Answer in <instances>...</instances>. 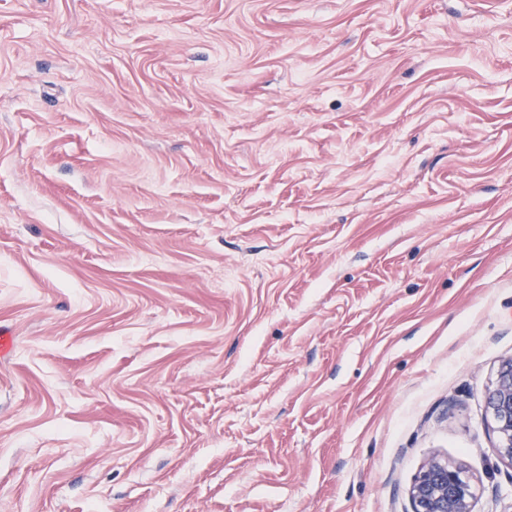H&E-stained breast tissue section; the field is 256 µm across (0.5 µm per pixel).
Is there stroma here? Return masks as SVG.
<instances>
[{"instance_id": "35a3bbf8", "label": "stroma", "mask_w": 512, "mask_h": 512, "mask_svg": "<svg viewBox=\"0 0 512 512\" xmlns=\"http://www.w3.org/2000/svg\"><path fill=\"white\" fill-rule=\"evenodd\" d=\"M0 512H512V0H0ZM486 402L499 437L498 453L512 463V358L500 364ZM475 491L469 475L448 460H428L410 488L413 512H474Z\"/></svg>"}]
</instances>
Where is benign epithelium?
I'll return each instance as SVG.
<instances>
[{"instance_id": "obj_1", "label": "benign epithelium", "mask_w": 512, "mask_h": 512, "mask_svg": "<svg viewBox=\"0 0 512 512\" xmlns=\"http://www.w3.org/2000/svg\"><path fill=\"white\" fill-rule=\"evenodd\" d=\"M487 408L498 433V453L512 462V358L503 361L488 388ZM469 475L446 460H428L410 488L413 512H474Z\"/></svg>"}]
</instances>
